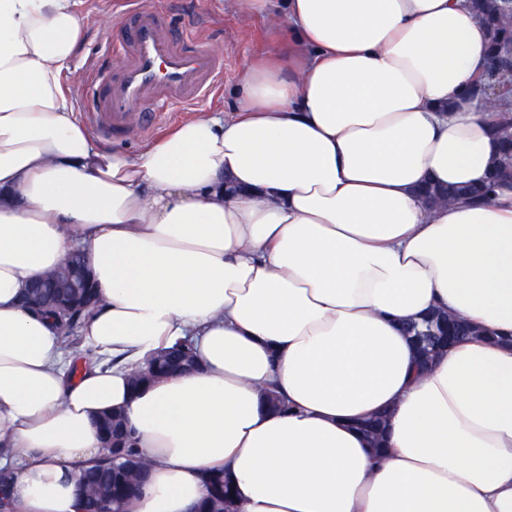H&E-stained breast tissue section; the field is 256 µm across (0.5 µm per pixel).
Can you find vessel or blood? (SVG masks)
<instances>
[{
  "mask_svg": "<svg viewBox=\"0 0 512 512\" xmlns=\"http://www.w3.org/2000/svg\"><path fill=\"white\" fill-rule=\"evenodd\" d=\"M112 53V78L90 120L115 136L134 119L157 126L161 107L193 106L224 77L223 54L173 36L164 15L151 8L126 10L123 37Z\"/></svg>",
  "mask_w": 512,
  "mask_h": 512,
  "instance_id": "obj_1",
  "label": "vessel or blood"
}]
</instances>
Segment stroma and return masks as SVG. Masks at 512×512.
Here are the masks:
<instances>
[{"mask_svg":"<svg viewBox=\"0 0 512 512\" xmlns=\"http://www.w3.org/2000/svg\"><path fill=\"white\" fill-rule=\"evenodd\" d=\"M142 6L160 10L175 36L189 32L224 55V78L209 97L190 110L169 113L166 127L211 112L230 110L236 100L240 71L273 51L283 22L282 0H267L263 9L243 11L232 0H140ZM76 10L87 19L85 42L70 74L84 86L89 70L102 73L113 65L112 41L122 28L126 0H74Z\"/></svg>","mask_w":512,"mask_h":512,"instance_id":"1","label":"stroma"}]
</instances>
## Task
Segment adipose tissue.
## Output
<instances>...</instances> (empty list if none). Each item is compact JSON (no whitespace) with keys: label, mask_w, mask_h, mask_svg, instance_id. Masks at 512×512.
<instances>
[{"label":"adipose tissue","mask_w":512,"mask_h":512,"mask_svg":"<svg viewBox=\"0 0 512 512\" xmlns=\"http://www.w3.org/2000/svg\"><path fill=\"white\" fill-rule=\"evenodd\" d=\"M285 48L240 73L233 109L136 157L96 140L65 74L72 0H0V468L12 512H81L123 410L149 462L131 512H194L205 475L243 512H512V189L472 94L487 34L467 0H285ZM100 305L80 331L110 368L68 373L20 293L75 249ZM444 309L482 330L413 376L402 330ZM198 370L131 392L176 339ZM288 403L270 410L265 390ZM390 413L375 460L352 421ZM492 112H496V118L493 123L494 134L500 140L499 158H509L512 156V100L510 103L495 99L486 100ZM499 158L487 173L486 180L479 187H464L448 190L432 187H425L424 192L429 198H433L436 202H444L445 198L451 202L459 196H468L470 199L483 202L490 201L496 194V188L501 186V180L510 181L512 184V166L508 169L500 167Z\"/></svg>","instance_id":"adipose-tissue-1"}]
</instances>
